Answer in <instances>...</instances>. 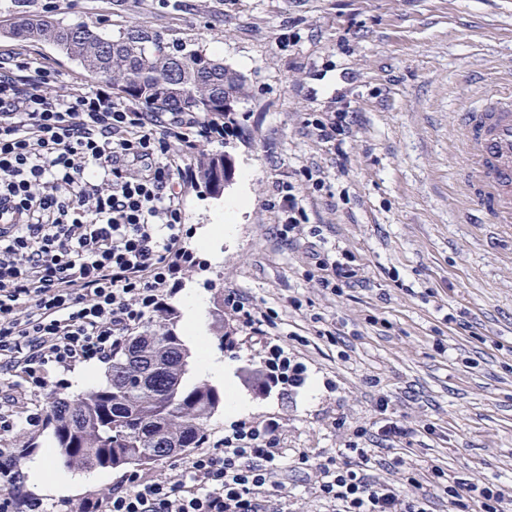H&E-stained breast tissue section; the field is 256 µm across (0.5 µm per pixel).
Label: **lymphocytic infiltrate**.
<instances>
[{
	"label": "lymphocytic infiltrate",
	"instance_id": "f902f5d3",
	"mask_svg": "<svg viewBox=\"0 0 512 512\" xmlns=\"http://www.w3.org/2000/svg\"><path fill=\"white\" fill-rule=\"evenodd\" d=\"M308 135L342 154L343 112L304 120ZM223 121L196 112L162 115L131 107L112 87L62 81L53 63L23 52L0 57V512H56L54 504L16 492L18 435L45 419L42 395L61 371L104 361L165 306L177 274L193 267L185 247L181 184L200 145L223 140ZM275 181L273 207L283 241L318 238L302 185ZM306 277L331 294L359 286L354 255L311 250ZM224 309L239 331L276 336L282 318L230 288ZM269 380L289 391L306 368L281 345L269 347ZM354 426L338 458L321 464L317 500L331 512H435L447 495L452 512H512L496 484L445 476L383 482L376 472L409 430L388 413ZM288 469L279 422L241 421L220 449H198L173 472L133 477L79 512H281L270 487Z\"/></svg>",
	"mask_w": 512,
	"mask_h": 512
}]
</instances>
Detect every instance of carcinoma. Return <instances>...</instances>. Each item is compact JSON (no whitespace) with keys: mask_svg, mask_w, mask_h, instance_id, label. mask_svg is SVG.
<instances>
[{"mask_svg":"<svg viewBox=\"0 0 512 512\" xmlns=\"http://www.w3.org/2000/svg\"><path fill=\"white\" fill-rule=\"evenodd\" d=\"M0 34L52 46L87 78L109 81L148 112L233 118L250 94L246 77L224 62L142 27L114 37L98 26L35 17ZM194 173L208 194L219 195L232 175L229 155L199 147ZM191 361L177 311L167 306L127 337L105 382L56 402L53 458L67 470H122L170 458L175 448L199 447L224 393L204 380L189 381Z\"/></svg>","mask_w":512,"mask_h":512,"instance_id":"1","label":"carcinoma"}]
</instances>
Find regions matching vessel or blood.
Here are the masks:
<instances>
[{"instance_id": "1", "label": "vessel or blood", "mask_w": 512, "mask_h": 512, "mask_svg": "<svg viewBox=\"0 0 512 512\" xmlns=\"http://www.w3.org/2000/svg\"><path fill=\"white\" fill-rule=\"evenodd\" d=\"M459 171L474 207L512 231V90L493 89L462 114Z\"/></svg>"}]
</instances>
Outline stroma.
Masks as SVG:
<instances>
[{
  "label": "stroma",
  "mask_w": 512,
  "mask_h": 512,
  "mask_svg": "<svg viewBox=\"0 0 512 512\" xmlns=\"http://www.w3.org/2000/svg\"><path fill=\"white\" fill-rule=\"evenodd\" d=\"M0 0V29L23 16L66 24L106 20L193 44L242 73L250 95L237 129L215 153H229L232 179L219 197L185 183L186 246L196 257L168 299L204 296L199 331L233 372L251 420L284 425L290 457H306L309 480L280 487L285 512H319L312 479L336 456L350 426L376 419L379 396L410 428L402 452L409 472L475 474L512 481V238L467 217L457 168L459 108L512 83V0ZM311 112H348L347 159L337 162L306 134ZM317 171L322 191L303 204L328 247L352 253L365 284L330 294L303 272L306 239L275 236L274 181ZM251 170L250 203L231 240L198 248L200 230ZM240 288L284 320L281 343L306 367L289 394L253 384L268 373L265 337L235 334L227 348L211 312L223 290ZM303 301L289 310L288 296ZM320 324H312V317ZM335 330L319 336L315 327ZM20 495L78 512L127 471L70 472L39 488L32 469L52 441L43 424L26 435Z\"/></svg>",
  "instance_id": "1"
}]
</instances>
